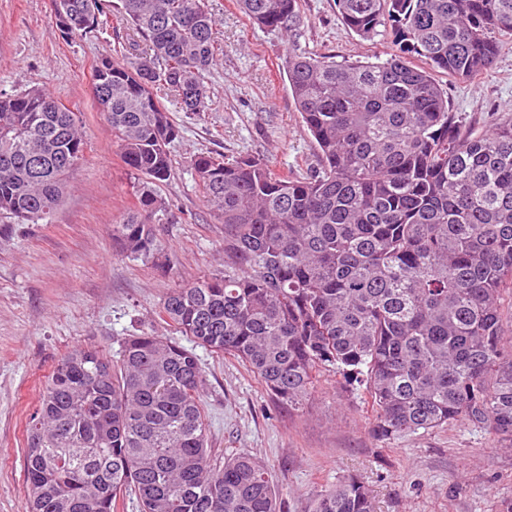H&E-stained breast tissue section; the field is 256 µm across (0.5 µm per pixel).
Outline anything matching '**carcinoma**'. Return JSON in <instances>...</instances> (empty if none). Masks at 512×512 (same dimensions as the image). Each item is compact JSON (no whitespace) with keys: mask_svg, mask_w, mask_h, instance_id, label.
Here are the masks:
<instances>
[{"mask_svg":"<svg viewBox=\"0 0 512 512\" xmlns=\"http://www.w3.org/2000/svg\"><path fill=\"white\" fill-rule=\"evenodd\" d=\"M253 22L298 32L297 0H237ZM371 38L389 27L422 69L394 57L338 62L288 40L283 68L318 167L279 176L246 155L200 153L193 167L224 224V275L174 289L162 311L183 336L245 363L278 403L296 407L339 371L363 389L385 441L466 420L512 440V344L501 297L512 294V112L475 133L448 112L432 76L490 70L512 0H336ZM62 39L112 13L144 47L95 62L92 94L139 205L112 225L133 260L169 266L155 187L171 172L178 124L158 98L205 111L216 59L208 0H51ZM87 141L74 113L42 91L0 95V211L44 220ZM204 371L177 342L128 338L119 359L83 348L47 377L23 450V512H116L131 490L141 512H282L266 468L247 454L211 462ZM304 512H377L356 476Z\"/></svg>","mask_w":512,"mask_h":512,"instance_id":"cac0c4a2","label":"carcinoma"}]
</instances>
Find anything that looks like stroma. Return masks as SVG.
<instances>
[{
    "instance_id": "35a3bbf8",
    "label": "stroma",
    "mask_w": 512,
    "mask_h": 512,
    "mask_svg": "<svg viewBox=\"0 0 512 512\" xmlns=\"http://www.w3.org/2000/svg\"><path fill=\"white\" fill-rule=\"evenodd\" d=\"M222 47L206 75L201 116L164 103L182 133L172 171L158 193L167 217L159 233L174 263L162 270L129 260L112 226L137 206L140 179L123 163L91 93L92 65L114 47L134 60L132 29L111 17L99 29L62 40L50 0H0V94L43 89L77 113L88 142L48 219L17 223L0 214V512H22L26 426L47 376L63 354L94 346L117 356L123 342L149 334L190 346L162 314L184 283L224 273V226L207 205L194 155L263 156L282 175L309 172L314 141L282 68L288 39L254 24L235 0H208ZM299 44L337 60L373 61L399 52L390 32L362 38L343 23L335 0H298ZM490 71L468 82L437 74L448 110L476 130L512 109V35ZM201 403L214 463L248 454L263 463L285 512L348 475L378 512H499L512 498V443L458 421L387 441L371 433L363 392L341 374L322 377L300 408L274 401L239 360L199 347Z\"/></svg>"
}]
</instances>
